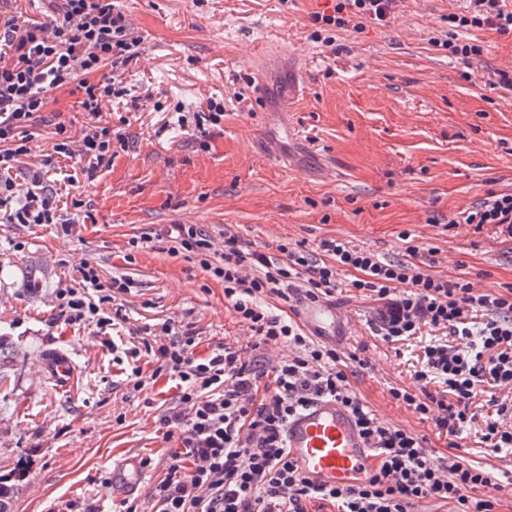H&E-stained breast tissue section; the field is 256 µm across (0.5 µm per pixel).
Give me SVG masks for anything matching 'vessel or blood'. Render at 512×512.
Wrapping results in <instances>:
<instances>
[{"label":"vessel or blood","instance_id":"obj_1","mask_svg":"<svg viewBox=\"0 0 512 512\" xmlns=\"http://www.w3.org/2000/svg\"><path fill=\"white\" fill-rule=\"evenodd\" d=\"M302 323L315 336L335 340L345 322L335 306L319 300L298 311ZM42 370L60 386H68L74 373L71 360L54 354L43 360ZM286 446L290 457L313 485H353L372 468L373 449L365 447L351 415L331 399L319 400L288 423ZM147 468L142 457L127 454L112 465V491L127 497L145 487Z\"/></svg>","mask_w":512,"mask_h":512}]
</instances>
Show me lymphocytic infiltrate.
Listing matches in <instances>:
<instances>
[{"mask_svg": "<svg viewBox=\"0 0 512 512\" xmlns=\"http://www.w3.org/2000/svg\"><path fill=\"white\" fill-rule=\"evenodd\" d=\"M467 13L448 17L449 27H486L512 34L506 0H471ZM397 0H337L321 21L347 27L356 17L388 26ZM135 36L115 0H46L40 18L0 21V223L33 227L59 225L70 234L84 206L46 184L60 162L81 164L86 180L111 166L125 136L101 117L105 104L138 103L124 85L125 67L140 54ZM78 99L93 121L72 133L60 121L58 90ZM53 122L55 144L39 165L20 168L33 152V129ZM449 224L492 226L512 237V193L489 191L475 207L450 216ZM223 247L194 224H176L164 240L171 255H184L209 278L223 283L224 299L251 332L252 350L270 344L291 348L288 358L248 360L241 350L219 345L197 353L198 336L172 334L156 353L158 372L176 383L175 401L159 424L165 439H178L167 473L152 485L150 512H411L422 500L453 505L454 512H495L497 500L477 491L492 482L488 471L456 453L433 456L426 435L380 421L354 393L339 366L335 346L310 342L292 319L267 313L263 298L296 308L333 296L339 273L347 285L379 302L375 335L394 343L422 328L442 331L446 341L424 351L417 372L419 390L391 389L437 432L453 436L478 425L482 442L499 451L512 448V428L499 416H477L474 403L486 390L512 388V293L479 291L465 279L425 273L418 246L405 248L404 260H380L374 253L339 238L317 247L281 242L278 257L254 249L238 233H223ZM78 277L56 294L57 317L64 323L113 329L118 298L130 280L103 281L97 263L87 260ZM330 398L352 414L367 447L378 459L366 479L353 486L318 488L286 452L289 420L308 405Z\"/></svg>", "mask_w": 512, "mask_h": 512, "instance_id": "f902f5d3", "label": "lymphocytic infiltrate"}]
</instances>
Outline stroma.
Returning <instances> with one entry per match:
<instances>
[{
	"instance_id": "35a3bbf8",
	"label": "stroma",
	"mask_w": 512,
	"mask_h": 512,
	"mask_svg": "<svg viewBox=\"0 0 512 512\" xmlns=\"http://www.w3.org/2000/svg\"><path fill=\"white\" fill-rule=\"evenodd\" d=\"M142 39L123 74L150 99L118 109L128 151L95 181L73 191L91 217L63 234L44 224H0V342L9 358L0 382V483L14 490L12 512H118L109 467L124 453L152 461L163 478L174 447L158 416L175 397L161 375L144 390L127 380L126 350L167 343L163 323L197 332L200 354L220 344L249 348V332L224 299V286L161 243L124 260L128 240L173 224L214 236L232 229L277 256L278 241L315 247L336 237L402 259L407 242L434 249L427 271L475 288L512 285V238L491 227H447L449 216L512 192V91L490 90L494 70L512 68V35L462 29L460 42L484 54L465 68L440 41L448 16L469 0H402L389 26L337 29L315 23L328 0H119ZM273 48L284 60L260 63ZM224 101V120L200 150L183 114ZM408 240H401V233ZM23 250H16V242ZM99 264L103 280L128 276L116 337L55 323L64 266ZM347 329L336 347L353 391L387 423L426 435L434 456L448 452L391 389H417L424 348L439 333L389 343L373 335L371 300L349 292L331 300ZM59 350L76 367L69 387L39 361ZM123 423H116V416ZM465 461L484 467L497 512H512V469L475 429L456 437Z\"/></svg>"
}]
</instances>
